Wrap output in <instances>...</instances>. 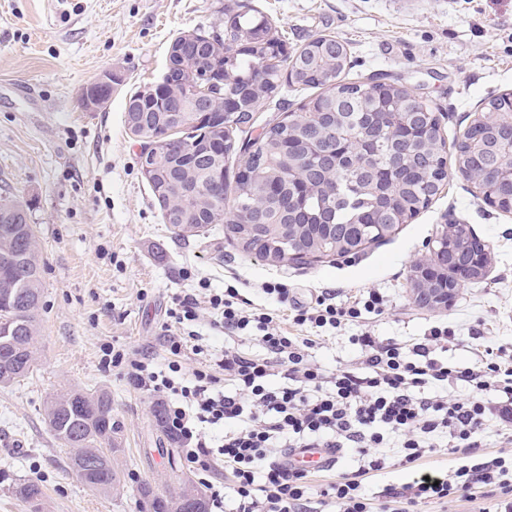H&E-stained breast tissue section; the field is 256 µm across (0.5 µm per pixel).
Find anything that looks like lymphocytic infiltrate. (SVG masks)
<instances>
[{"mask_svg": "<svg viewBox=\"0 0 512 512\" xmlns=\"http://www.w3.org/2000/svg\"><path fill=\"white\" fill-rule=\"evenodd\" d=\"M204 302L225 337H255L261 353L231 344L184 372L185 353L205 354L193 329ZM387 303L377 289L350 297L326 289L314 304L293 307L288 331L274 313L246 310L235 286L205 299L190 292L175 297L160 327L166 364L146 353L116 352L112 361L122 366L130 387L162 403L165 427L201 475L213 512H224L228 488L235 512H312L316 504L332 512H414L451 497L470 500L479 490L500 496L503 512H512V349L488 347L460 365L441 357L455 339L447 324L431 325L408 344L375 336L364 323L381 316ZM346 325L360 328L349 338L360 355L326 371L312 350L326 333ZM460 384L470 387V395L449 396V388ZM492 421L504 445L495 455L484 450ZM290 448H353L364 457L393 448L404 465L446 449L461 464L386 486L374 504L360 492L365 469L316 492L306 473L285 467Z\"/></svg>", "mask_w": 512, "mask_h": 512, "instance_id": "obj_1", "label": "lymphocytic infiltrate"}]
</instances>
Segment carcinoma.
<instances>
[{"instance_id": "obj_1", "label": "carcinoma", "mask_w": 512, "mask_h": 512, "mask_svg": "<svg viewBox=\"0 0 512 512\" xmlns=\"http://www.w3.org/2000/svg\"><path fill=\"white\" fill-rule=\"evenodd\" d=\"M252 8L235 2L224 7V30L186 31L172 46L173 66L166 80L173 89L163 98L162 106L154 107L152 88L132 93L125 114L147 112L152 118L149 128H158V113L181 112L190 115L200 99L209 102L214 112L224 113L221 123L236 130L251 120V113L274 97L282 85L320 93L303 103L304 128L314 137L334 145L336 162L322 174L306 173L303 155L290 151L289 137L299 135L301 126H285L278 122L252 142H247L250 165L255 177L250 181L236 180L233 196L228 190L213 193L209 174L190 166L180 172L192 192L184 194L172 189L160 202L171 216L191 211H210L221 216L217 223L227 228L242 248L252 251L258 242L254 224H319L322 214L330 212L331 223L350 225L352 230L341 252L362 250L385 240L375 228L391 224L398 230L411 218V213L426 207L429 196H436L429 180L433 174L421 166L418 157L427 154L443 162L445 142L438 129L417 147L411 156L401 160L391 155L388 131L402 124L408 112L407 91L394 83L348 81L345 73L350 61L345 47H336L334 39L320 36L303 45L291 61H304L303 70L283 79L279 52L275 62L261 64L264 45L283 44V34L264 20L251 15ZM240 103L246 112H226L224 106ZM345 108L353 113L363 129L382 132L372 154V175L357 180V168L341 152L342 133L333 122L331 113ZM484 120H474L454 143L458 172L467 180L470 171L484 170L490 165L506 168L512 163V109L506 96L499 105L483 108ZM207 126L185 122L169 138L188 144L206 136ZM305 177L310 189L298 196L302 220L288 213L291 190L295 179ZM288 182L282 202L272 206L266 196V186L272 179ZM27 205L18 199L0 200V321L10 324L15 343L0 346V386L6 387L29 377L36 361L39 329L36 312L42 296V267L38 247L32 243L35 232L30 219L21 216ZM471 231L459 227L448 237V247L462 250L471 244ZM316 249L311 232L299 227L288 245L292 252ZM45 420L62 447L69 449V459L82 482L107 495L120 484L119 457L122 426L112 417V398L104 390L61 388L46 402ZM197 495L194 512H208V502L194 483L181 481L176 496L158 493L146 484L142 488V512H183L181 503L188 491ZM15 495L27 503L32 512H40L44 494L35 481L15 487Z\"/></svg>"}]
</instances>
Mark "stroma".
I'll return each mask as SVG.
<instances>
[{"label":"stroma","mask_w":512,"mask_h":512,"mask_svg":"<svg viewBox=\"0 0 512 512\" xmlns=\"http://www.w3.org/2000/svg\"><path fill=\"white\" fill-rule=\"evenodd\" d=\"M228 0H0V197L29 207L43 261L39 350L32 375L0 386V512H29L14 493L33 480L45 512H140V486L174 493L193 471L155 422V403L104 364L106 345L131 354L158 347L175 295L207 280L234 285L291 329L290 310L258 287L287 282L294 301L337 289L370 288L389 300L370 331L411 341L433 322L456 340L449 360L478 349L512 347V214L489 206L448 163L442 190L388 240L358 253L307 264H273L243 251L216 224L188 237L163 221L140 172V145L125 125L131 91L154 84L171 41L193 28L222 29ZM286 37L288 51L327 35L351 60L347 80L393 82L420 96L440 118L446 145L495 97L512 93V0H249ZM121 80L106 109L85 111L83 88L104 72ZM311 90L279 93L255 112L258 136L298 111ZM467 224L488 247L483 279L470 281L448 309L413 300L411 265L449 222ZM356 326L323 338L313 354L326 370L358 353ZM104 389L123 427L117 493L87 488L43 416L60 388Z\"/></svg>","instance_id":"35a3bbf8"}]
</instances>
